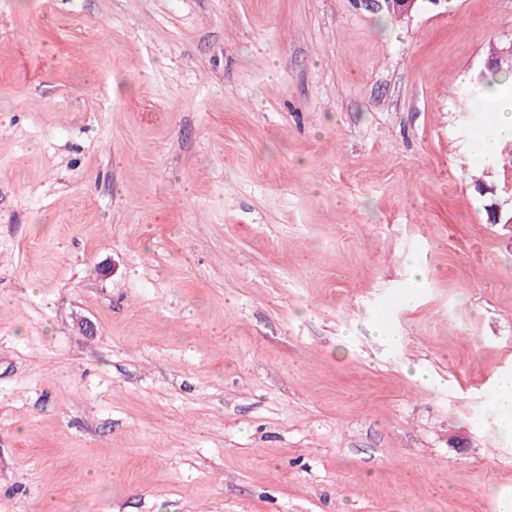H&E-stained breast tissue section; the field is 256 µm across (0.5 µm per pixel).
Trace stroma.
<instances>
[{"label":"stroma","instance_id":"stroma-1","mask_svg":"<svg viewBox=\"0 0 512 512\" xmlns=\"http://www.w3.org/2000/svg\"><path fill=\"white\" fill-rule=\"evenodd\" d=\"M511 43L512 0H0V506L512 512V142L466 123ZM497 53L498 51L493 52L492 61L488 66V71L491 72L490 76L489 73L481 72L474 80L471 97L475 101L480 100L487 95L488 89L491 88L496 81V73L505 69L506 72H508V75L511 74L512 76V66L508 65L506 68L499 66V56L496 57ZM490 396L498 403L492 409L501 433L512 437V375L497 379Z\"/></svg>","mask_w":512,"mask_h":512}]
</instances>
